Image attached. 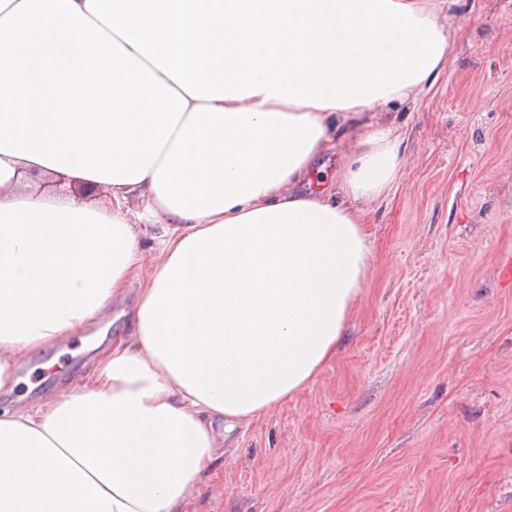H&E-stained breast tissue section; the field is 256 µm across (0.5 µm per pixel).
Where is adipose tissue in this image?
<instances>
[{"mask_svg":"<svg viewBox=\"0 0 512 512\" xmlns=\"http://www.w3.org/2000/svg\"><path fill=\"white\" fill-rule=\"evenodd\" d=\"M452 42L420 0H0V391L136 291L83 381L0 413V512H184L335 356L403 162L388 110ZM338 142L345 205L315 183Z\"/></svg>","mask_w":512,"mask_h":512,"instance_id":"adipose-tissue-1","label":"adipose tissue"}]
</instances>
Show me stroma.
I'll return each instance as SVG.
<instances>
[{"mask_svg":"<svg viewBox=\"0 0 512 512\" xmlns=\"http://www.w3.org/2000/svg\"><path fill=\"white\" fill-rule=\"evenodd\" d=\"M455 38L436 88L394 107L393 191L368 204L371 272L334 359L224 443L186 512H512V0H423ZM89 334L36 351L0 408L89 372Z\"/></svg>","mask_w":512,"mask_h":512,"instance_id":"stroma-1","label":"stroma"}]
</instances>
